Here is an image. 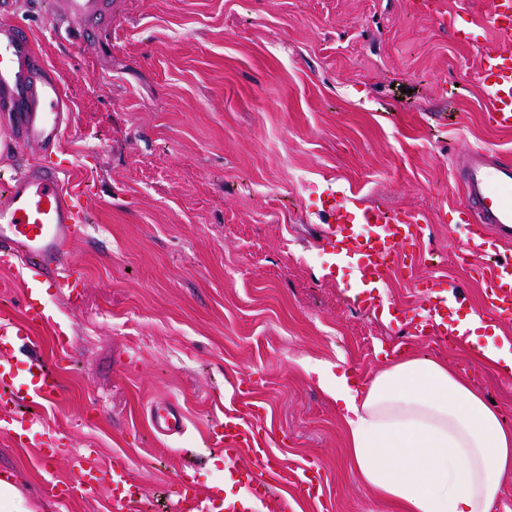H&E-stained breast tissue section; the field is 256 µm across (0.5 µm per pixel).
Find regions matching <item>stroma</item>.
<instances>
[{
	"instance_id": "1",
	"label": "stroma",
	"mask_w": 512,
	"mask_h": 512,
	"mask_svg": "<svg viewBox=\"0 0 512 512\" xmlns=\"http://www.w3.org/2000/svg\"><path fill=\"white\" fill-rule=\"evenodd\" d=\"M109 2L107 18L74 22L54 15V0H0L71 106L52 154L16 141L0 113V172L63 161L94 188L69 256L83 303L47 300L71 341L59 350L39 326L16 347L18 363L53 365L63 393L28 410L32 443L0 435V473L35 512H113L104 490L62 496L71 454L93 448L96 464L125 462L145 490L141 512H166L185 464L201 487L224 484L207 430L251 404L278 462L311 461L322 475L319 499L285 488L288 512H398L351 468L335 396L312 365L361 385L389 364L382 345L399 343L470 369L510 425L512 375L355 309L342 286L356 272L333 264L318 196L333 180L419 213L431 227L420 274L460 280L482 310L463 264L474 245L448 224L464 200L455 156L512 158V132L489 124L477 77L488 0ZM160 400L182 407L183 436L150 431ZM50 436L68 452L47 465L34 442Z\"/></svg>"
}]
</instances>
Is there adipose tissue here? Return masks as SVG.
Listing matches in <instances>:
<instances>
[{"label": "adipose tissue", "instance_id": "obj_1", "mask_svg": "<svg viewBox=\"0 0 512 512\" xmlns=\"http://www.w3.org/2000/svg\"><path fill=\"white\" fill-rule=\"evenodd\" d=\"M334 392L360 482L402 512H491L512 472V426L443 361L408 354Z\"/></svg>", "mask_w": 512, "mask_h": 512}]
</instances>
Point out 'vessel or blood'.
<instances>
[{
    "label": "vessel or blood",
    "instance_id": "1",
    "mask_svg": "<svg viewBox=\"0 0 512 512\" xmlns=\"http://www.w3.org/2000/svg\"><path fill=\"white\" fill-rule=\"evenodd\" d=\"M61 18L84 19L105 15L107 0H56ZM487 23L493 38L479 46V77L490 108L489 118L498 129L512 131V0H490ZM70 107L62 96L54 72L32 47L26 29L7 17L0 18V112L10 113L16 139L45 150L57 147ZM455 166L462 173L465 202L457 208L458 225L477 241L480 257L468 266L483 285V300L493 322L512 321V160L475 149L459 155ZM86 188L67 177L63 167L48 164L10 178L0 191V264L20 266L26 272L23 303L25 316L16 320L0 314V433L23 441L30 427L16 413L18 406H46L61 395L59 377L41 361L30 360L18 370L13 346L39 325L53 326L60 347L68 334L54 324L46 311L48 295L65 296L78 304L81 293L75 269L64 267L62 257L85 231L82 198ZM328 222L322 232L332 255L351 261L361 285L349 289V300L359 310L392 323L407 322L412 335L454 344L463 334L452 310L467 302L455 281L420 277L415 281L424 298L422 311L408 313L385 298L383 289L398 268L415 270L409 248L423 233L419 214L391 211L356 202L346 191L328 184L319 197ZM255 409L224 414L210 429V437L224 451V477L243 489L230 501L217 491L201 490L190 471L176 475L173 512H287L288 504L276 485L303 489L318 497V477L311 465L288 470L278 465L272 440L254 419ZM149 427L170 437L186 430L185 414L177 403L150 406ZM256 461V468L238 466L240 457ZM74 482L68 493L85 494L107 488L113 512H136L145 496L132 483L125 463L94 464L91 453L76 457Z\"/></svg>",
    "mask_w": 512,
    "mask_h": 512
}]
</instances>
